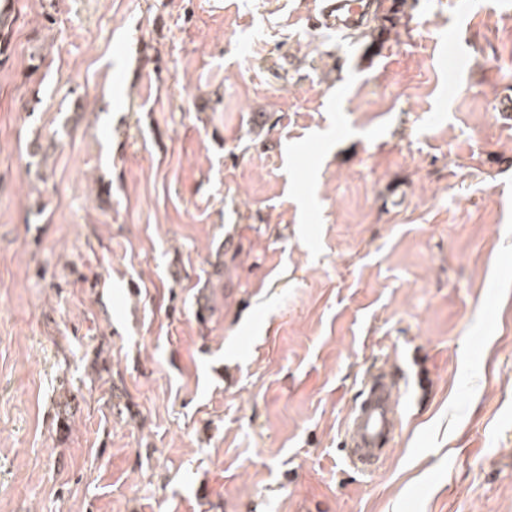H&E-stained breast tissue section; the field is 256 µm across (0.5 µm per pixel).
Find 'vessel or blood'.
<instances>
[{"instance_id":"vessel-or-blood-1","label":"vessel or blood","mask_w":512,"mask_h":512,"mask_svg":"<svg viewBox=\"0 0 512 512\" xmlns=\"http://www.w3.org/2000/svg\"><path fill=\"white\" fill-rule=\"evenodd\" d=\"M368 0H319L317 27L351 28L367 13ZM399 389L393 375L382 368L369 371L359 399L348 418L342 440L351 468L371 474L387 458L400 429Z\"/></svg>"}]
</instances>
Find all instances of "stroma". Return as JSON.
<instances>
[{"label": "stroma", "instance_id": "stroma-1", "mask_svg": "<svg viewBox=\"0 0 512 512\" xmlns=\"http://www.w3.org/2000/svg\"><path fill=\"white\" fill-rule=\"evenodd\" d=\"M478 2L402 0L369 58L316 0H0V512H512V0ZM398 392L393 375L381 367L365 377L341 445L354 470L372 474L387 458L401 425Z\"/></svg>", "mask_w": 512, "mask_h": 512}]
</instances>
